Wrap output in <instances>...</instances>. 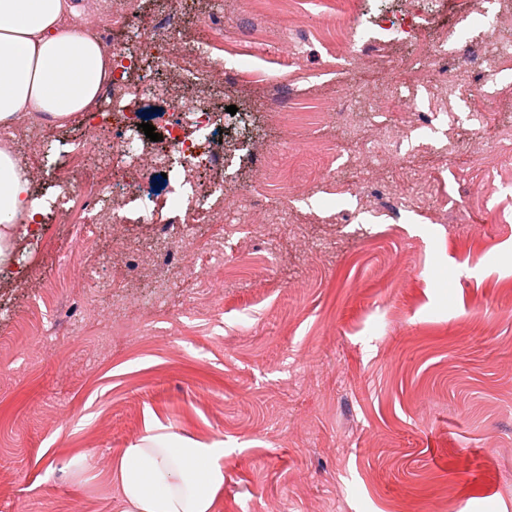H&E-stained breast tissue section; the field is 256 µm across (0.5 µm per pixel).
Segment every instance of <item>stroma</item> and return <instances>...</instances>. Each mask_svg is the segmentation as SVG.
Instances as JSON below:
<instances>
[{"mask_svg":"<svg viewBox=\"0 0 512 512\" xmlns=\"http://www.w3.org/2000/svg\"><path fill=\"white\" fill-rule=\"evenodd\" d=\"M179 0L186 51L211 29L267 31L236 69L283 67L214 88L236 106L240 143L267 144L269 195L243 153L214 144L224 223L178 224L188 274L163 267L171 179L144 192L157 225L39 232L0 270V512H123L111 469L161 424L224 443L214 512H512V29L485 62L449 64L471 98L416 85L397 66L475 34L467 0H362L357 45L372 66L331 58L323 0ZM419 9L420 43L380 27ZM434 114L399 137L402 98ZM325 102L313 128L273 119ZM338 144L300 155L299 144ZM371 155L355 162L357 144ZM395 181L387 208L366 185Z\"/></svg>","mask_w":512,"mask_h":512,"instance_id":"1","label":"stroma"}]
</instances>
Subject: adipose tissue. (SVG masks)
Masks as SVG:
<instances>
[{
	"instance_id": "adipose-tissue-1",
	"label": "adipose tissue",
	"mask_w": 512,
	"mask_h": 512,
	"mask_svg": "<svg viewBox=\"0 0 512 512\" xmlns=\"http://www.w3.org/2000/svg\"><path fill=\"white\" fill-rule=\"evenodd\" d=\"M67 0H0V126L37 113L56 125L91 111L112 68L90 33L68 28ZM43 209L24 164L0 146V266L36 234ZM113 477L126 512H212L224 445L157 425L124 448Z\"/></svg>"
}]
</instances>
